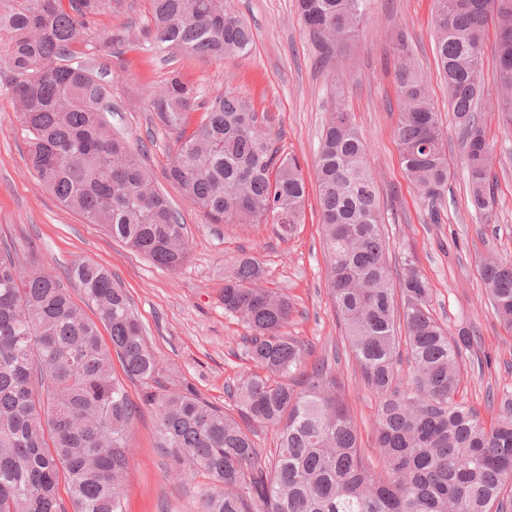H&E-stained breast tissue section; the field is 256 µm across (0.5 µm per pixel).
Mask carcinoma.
<instances>
[{"label": "carcinoma", "mask_w": 512, "mask_h": 512, "mask_svg": "<svg viewBox=\"0 0 512 512\" xmlns=\"http://www.w3.org/2000/svg\"><path fill=\"white\" fill-rule=\"evenodd\" d=\"M146 50L159 57L225 62L247 56L251 27L224 0H146ZM372 0H297L322 58L336 54ZM435 52L448 109L465 141L469 203L495 219L494 155L481 112L485 36L495 29L501 95L512 125V0H434ZM124 0H0V63L28 132V162L67 209L134 253L170 270L187 261V225L143 166L141 153L112 131L110 84L74 45L99 16ZM401 166L427 202L425 221L442 223L436 203L448 192V153L426 77L413 62L404 27L391 36ZM196 90L172 74L148 98L161 126L176 133L167 179L212 224L277 225L286 238L304 214L307 184L283 154L267 113L233 94L216 96L188 129ZM326 285L343 353L377 399V460L361 448L337 372L339 352L305 365L308 345L283 331L288 294L260 285L254 257L224 278V312L250 330L254 364L228 394L236 414L193 387L153 389L159 375L126 291L103 267L77 259L67 280L80 285L96 319L65 281L36 261L34 246L0 243V512H126L130 432L137 408L114 377L148 389L157 437L173 478L197 477L200 512H512V401L488 426L461 388L464 354L479 331L451 334L413 258L391 266L380 192L367 147L341 106L328 113L315 165ZM499 320L512 328V261L491 253L480 266ZM110 335L102 341L99 326ZM409 375L400 371L402 357ZM275 432L261 454L255 428ZM67 487L69 503L59 496Z\"/></svg>", "instance_id": "cac0c4a2"}]
</instances>
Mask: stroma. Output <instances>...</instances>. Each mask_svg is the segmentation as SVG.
Here are the masks:
<instances>
[{
	"label": "stroma",
	"mask_w": 512,
	"mask_h": 512,
	"mask_svg": "<svg viewBox=\"0 0 512 512\" xmlns=\"http://www.w3.org/2000/svg\"><path fill=\"white\" fill-rule=\"evenodd\" d=\"M252 28L250 56L238 62L211 57L166 61L139 48L148 25L144 0H126L121 13L100 16L93 34L76 46L94 57L112 87L117 110L111 121L131 146L142 148L144 165L181 212L189 228L190 256L179 269L153 265L94 224L67 210L27 164V134L11 95L0 86V239L38 245L45 268L64 274L75 258L109 270L125 288L146 329L159 363V381L168 388L195 387L212 403L229 407L226 387L247 367L243 338L249 330L224 312V277L244 257H256L264 287L283 289L296 312L288 335L308 343L307 363L341 343L336 314L326 290V259L319 224L314 163L322 126L334 103H342L368 145V158L381 190L389 258L414 257L431 288L435 315L448 326H478L483 334L477 357L465 360L461 388L485 423L494 422L505 393H512V329L495 315L484 293L478 261L487 249L512 260V128L498 120L496 64L492 45L483 66L484 129L494 156L496 219L481 224L468 204L461 135L448 110V91L435 58L433 0H373L370 12L349 39L340 61L324 64L305 30L296 0H224ZM406 27L415 61L425 74L435 110L444 127L451 177L441 203L442 223L423 221L425 206L405 176L395 129L399 112L391 34ZM122 30L126 48L121 63L94 55L96 38ZM198 88L203 100L231 92L251 97L272 119L286 153L298 159L306 182L304 220L289 237L272 224H211L168 181L176 134L149 112L147 98L171 72ZM351 410L366 454H373L376 399L354 362H341ZM139 406L132 426V463L126 487V512H199L197 482L176 483L167 474L168 458L158 445L155 415L143 405L144 389L128 384Z\"/></svg>",
	"instance_id": "stroma-1"
}]
</instances>
